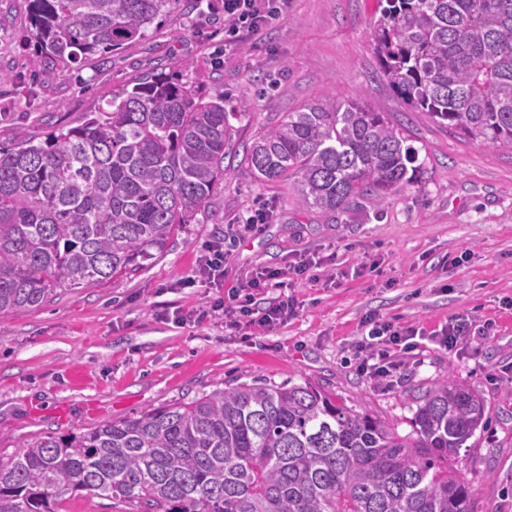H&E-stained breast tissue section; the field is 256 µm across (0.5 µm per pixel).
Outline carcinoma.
Masks as SVG:
<instances>
[{
    "instance_id": "obj_1",
    "label": "carcinoma",
    "mask_w": 512,
    "mask_h": 512,
    "mask_svg": "<svg viewBox=\"0 0 512 512\" xmlns=\"http://www.w3.org/2000/svg\"><path fill=\"white\" fill-rule=\"evenodd\" d=\"M178 2L29 0L32 67L118 50ZM371 40L414 109L512 149V0H386ZM241 116L154 74L77 126L0 147V317L163 252L209 204ZM407 140L357 97L321 99L257 133L246 157L263 181L295 177L303 208L336 213L412 182ZM490 423L482 393L452 377L422 392L404 436L308 382L235 383L23 446L0 460V512H59L81 493L138 512H473L452 463Z\"/></svg>"
}]
</instances>
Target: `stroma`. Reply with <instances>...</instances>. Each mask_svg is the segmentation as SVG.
Masks as SVG:
<instances>
[{"label":"stroma","instance_id":"obj_1","mask_svg":"<svg viewBox=\"0 0 512 512\" xmlns=\"http://www.w3.org/2000/svg\"><path fill=\"white\" fill-rule=\"evenodd\" d=\"M384 4L288 0L283 17L228 46L222 0H180L110 55L35 71L28 0H0L1 146L22 127L42 137L78 125L113 90L151 73L223 99L238 115L223 181L163 253L132 274L0 318L1 459L232 380L306 381L405 435L417 397L451 376L478 389L492 417L460 451L475 512H512V150L463 141L392 91L370 39ZM346 96L405 128L417 184L327 215L299 205L294 178L254 177L246 149L262 128L317 99ZM260 209L265 223L242 230ZM218 241L224 285L215 288L193 276ZM308 258L319 267L264 292L266 301L296 303L273 331L236 329L212 311L255 270ZM369 316L428 334L454 317L474 329L451 351L426 342L398 373L373 380L358 355Z\"/></svg>","mask_w":512,"mask_h":512}]
</instances>
